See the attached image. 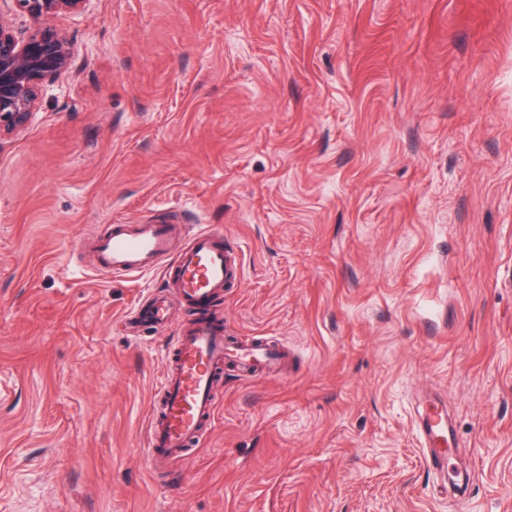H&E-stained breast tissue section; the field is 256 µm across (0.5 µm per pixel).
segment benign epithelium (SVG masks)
<instances>
[{"instance_id": "obj_1", "label": "benign epithelium", "mask_w": 512, "mask_h": 512, "mask_svg": "<svg viewBox=\"0 0 512 512\" xmlns=\"http://www.w3.org/2000/svg\"><path fill=\"white\" fill-rule=\"evenodd\" d=\"M31 21L21 40L0 21V138L24 129L39 102L71 68L72 43L51 20L84 10L89 0H16Z\"/></svg>"}]
</instances>
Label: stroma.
I'll list each match as a JSON object with an SVG mask.
<instances>
[{
  "instance_id": "obj_1",
  "label": "stroma",
  "mask_w": 512,
  "mask_h": 512,
  "mask_svg": "<svg viewBox=\"0 0 512 512\" xmlns=\"http://www.w3.org/2000/svg\"><path fill=\"white\" fill-rule=\"evenodd\" d=\"M68 73L0 140V512H512V0H89ZM145 218L222 228L228 338L155 474L160 271L87 267ZM442 397L465 494L428 469ZM172 315L171 301L159 292L151 293L124 319L123 325L132 336H141L147 330L165 327Z\"/></svg>"
}]
</instances>
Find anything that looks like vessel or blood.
<instances>
[{"instance_id": "b4317fda", "label": "vessel or blood", "mask_w": 512, "mask_h": 512, "mask_svg": "<svg viewBox=\"0 0 512 512\" xmlns=\"http://www.w3.org/2000/svg\"><path fill=\"white\" fill-rule=\"evenodd\" d=\"M183 231L190 241L179 250L175 239ZM83 249L96 269L132 278L161 270L177 301L192 313L165 353L161 400L147 433V453L154 467L183 458L214 418L213 381L225 363L253 376L281 365L288 351L260 338L226 341L224 319L216 307L225 290L239 280L240 257L222 229L195 224L186 231L178 224L149 219L112 225L106 234L86 240ZM171 303L168 296L151 293L125 317L126 331L139 336L165 327L171 319ZM419 417L428 466L446 470L454 441L441 399L426 398Z\"/></svg>"}]
</instances>
